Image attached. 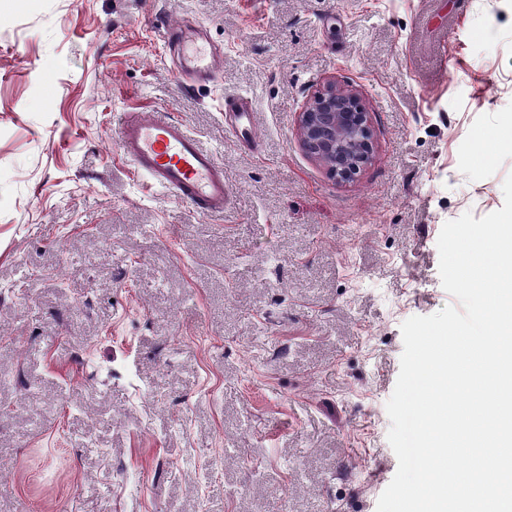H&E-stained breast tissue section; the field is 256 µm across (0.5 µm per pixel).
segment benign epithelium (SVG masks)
<instances>
[{"label": "benign epithelium", "instance_id": "7a95c632", "mask_svg": "<svg viewBox=\"0 0 512 512\" xmlns=\"http://www.w3.org/2000/svg\"><path fill=\"white\" fill-rule=\"evenodd\" d=\"M300 138L340 181L354 179L372 158L370 115L351 91L329 85L298 115Z\"/></svg>", "mask_w": 512, "mask_h": 512}]
</instances>
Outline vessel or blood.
Here are the masks:
<instances>
[{
	"mask_svg": "<svg viewBox=\"0 0 512 512\" xmlns=\"http://www.w3.org/2000/svg\"><path fill=\"white\" fill-rule=\"evenodd\" d=\"M164 43L184 80H215V53L195 26L185 21L167 26ZM252 111L247 96H225V122L243 125ZM119 145L134 171L146 176V190L160 187L204 214L223 213L231 197L224 167L181 123L145 113L128 114L120 129Z\"/></svg>",
	"mask_w": 512,
	"mask_h": 512,
	"instance_id": "vessel-or-blood-1",
	"label": "vessel or blood"
}]
</instances>
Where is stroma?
Listing matches in <instances>:
<instances>
[{"instance_id":"stroma-1","label":"stroma","mask_w":512,"mask_h":512,"mask_svg":"<svg viewBox=\"0 0 512 512\" xmlns=\"http://www.w3.org/2000/svg\"><path fill=\"white\" fill-rule=\"evenodd\" d=\"M330 84L370 114L346 182L298 130ZM129 112L214 154L223 214L145 191ZM511 119L512 0H0V512H376L401 325L453 304L437 240L502 207ZM164 43L178 62L179 73L185 81L212 82L217 76L215 52L200 30L186 21L168 25ZM253 108L249 98L243 94L224 96V124H235L238 129L244 123L249 124V117Z\"/></svg>"}]
</instances>
